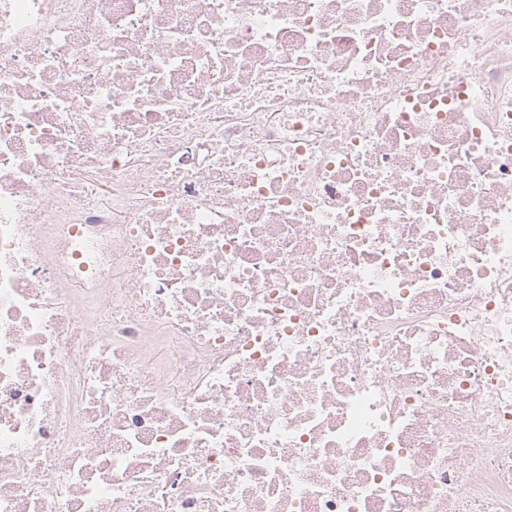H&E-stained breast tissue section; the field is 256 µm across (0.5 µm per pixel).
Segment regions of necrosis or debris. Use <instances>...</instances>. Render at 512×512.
<instances>
[{
    "mask_svg": "<svg viewBox=\"0 0 512 512\" xmlns=\"http://www.w3.org/2000/svg\"><path fill=\"white\" fill-rule=\"evenodd\" d=\"M0 512H512V0H0Z\"/></svg>",
    "mask_w": 512,
    "mask_h": 512,
    "instance_id": "1",
    "label": "necrosis or debris"
}]
</instances>
